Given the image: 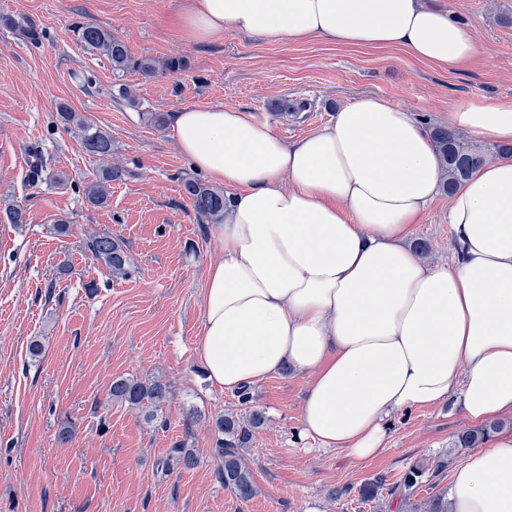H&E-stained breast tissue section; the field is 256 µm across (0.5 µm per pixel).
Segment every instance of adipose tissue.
<instances>
[{"instance_id":"adipose-tissue-1","label":"adipose tissue","mask_w":512,"mask_h":512,"mask_svg":"<svg viewBox=\"0 0 512 512\" xmlns=\"http://www.w3.org/2000/svg\"><path fill=\"white\" fill-rule=\"evenodd\" d=\"M186 36L225 28L270 41L400 47L457 71L471 25L422 0H187ZM175 146L227 189L222 244L206 270L195 355L236 392L288 370L307 380L300 441L358 459L389 418L458 393L467 417L512 413V158L479 167L448 200L451 262L406 245L442 164L410 112L368 96L293 142L221 107L173 113ZM448 125L512 144V106L460 102ZM451 512H512V433L455 468Z\"/></svg>"}]
</instances>
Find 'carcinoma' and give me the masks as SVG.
I'll return each instance as SVG.
<instances>
[{"instance_id":"carcinoma-1","label":"carcinoma","mask_w":512,"mask_h":512,"mask_svg":"<svg viewBox=\"0 0 512 512\" xmlns=\"http://www.w3.org/2000/svg\"><path fill=\"white\" fill-rule=\"evenodd\" d=\"M78 38L88 51L106 58L111 64L112 72L116 74L136 71L144 77L153 78L166 72L176 73L185 68V64L179 59L160 61L152 56L135 57L122 39L100 26L81 27ZM58 118L64 127L74 128L80 132L82 146L87 153L101 158L111 154V137L72 110L69 105H58ZM431 136L444 170L443 190L449 194L461 187L473 171L490 157H512V145L479 146L446 127H432ZM119 178V169L101 168L95 179L85 187L86 201L97 208L108 206L109 187ZM183 190L199 218L216 224L224 221V190L194 178L184 179ZM4 212L11 224L27 222L24 207L14 201L6 202ZM85 246L92 257L105 263L112 275L125 277L129 274V256L124 242L109 235L96 234L86 240ZM109 395L112 400L133 408L151 405L159 409L167 402L169 386L160 379L146 382L138 378L117 377L112 380ZM264 424L263 413L254 410L244 418L232 412L224 413L217 416L211 425L214 456L219 461L218 477L224 483V489L242 501L250 500L256 493L254 475L245 462V452L251 448L254 430ZM503 427L504 423L491 421L476 428L464 429L457 434L455 447L475 448L485 443ZM196 464L197 456L194 450L183 441L174 443L162 461V467L169 471L175 468L191 469ZM427 470L428 466L416 463L389 488L386 487L385 477L376 476L362 485L361 498L367 502L374 501L378 498L379 491L386 488L392 494L400 492L407 499L423 487Z\"/></svg>"}]
</instances>
